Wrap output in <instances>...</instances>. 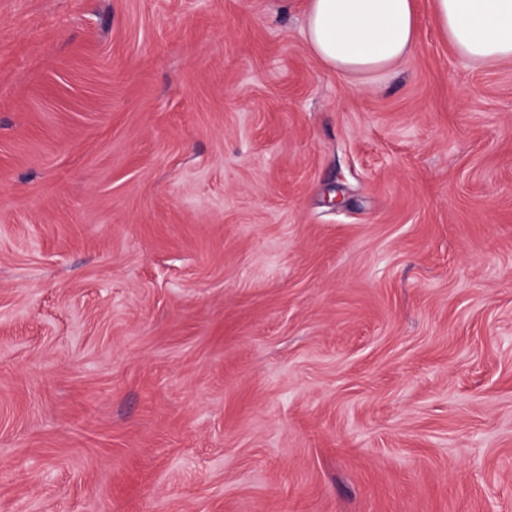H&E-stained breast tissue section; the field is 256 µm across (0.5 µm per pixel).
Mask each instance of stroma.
<instances>
[{
	"mask_svg": "<svg viewBox=\"0 0 512 512\" xmlns=\"http://www.w3.org/2000/svg\"><path fill=\"white\" fill-rule=\"evenodd\" d=\"M417 3L0 0V512H512V61ZM417 24L416 0H309L306 39L324 65L355 78L404 61Z\"/></svg>",
	"mask_w": 512,
	"mask_h": 512,
	"instance_id": "stroma-1",
	"label": "stroma"
}]
</instances>
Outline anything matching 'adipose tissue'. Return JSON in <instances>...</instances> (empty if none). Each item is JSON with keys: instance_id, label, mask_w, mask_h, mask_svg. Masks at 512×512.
Wrapping results in <instances>:
<instances>
[{"instance_id": "ef3b65f1", "label": "adipose tissue", "mask_w": 512, "mask_h": 512, "mask_svg": "<svg viewBox=\"0 0 512 512\" xmlns=\"http://www.w3.org/2000/svg\"><path fill=\"white\" fill-rule=\"evenodd\" d=\"M434 8L461 58L512 60V0H435ZM417 24L416 0H309L306 39L324 65L355 78L404 61Z\"/></svg>"}]
</instances>
